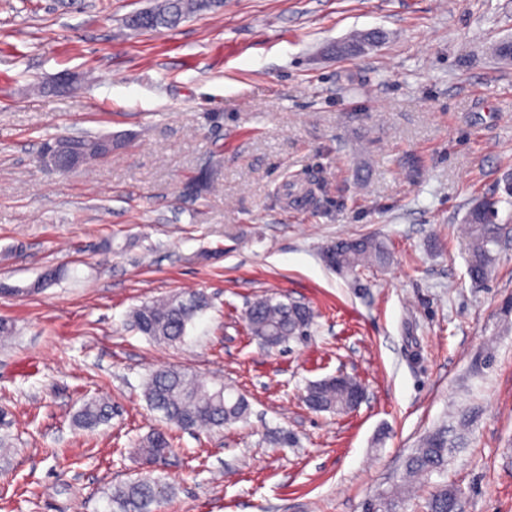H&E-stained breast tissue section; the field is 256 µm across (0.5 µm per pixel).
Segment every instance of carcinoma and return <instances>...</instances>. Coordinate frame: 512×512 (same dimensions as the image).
<instances>
[{
  "instance_id": "1",
  "label": "carcinoma",
  "mask_w": 512,
  "mask_h": 512,
  "mask_svg": "<svg viewBox=\"0 0 512 512\" xmlns=\"http://www.w3.org/2000/svg\"><path fill=\"white\" fill-rule=\"evenodd\" d=\"M220 0H161L154 7L150 30L160 33L177 26L197 12L216 10ZM75 153L87 163L107 155V143L99 137L86 136L74 142ZM495 204L478 202L464 217L468 239V270L474 283L482 282L494 260L493 247L498 245L503 227L497 222ZM326 265L342 274H355L360 269L385 266L391 260L388 247L372 237L341 238L322 249ZM208 306L202 295L171 297L146 302L130 315V325L153 341L174 345L183 341L188 325ZM314 319L313 310L296 302H284L273 296L256 299L246 313L249 334L264 347L275 349L290 340L307 334ZM360 382L350 377L326 378L311 384L306 402L315 411L345 413L351 410ZM144 396L149 408L179 430L222 428L226 424L246 419L249 403L244 395L224 385H208L197 374L178 367L152 372L146 382ZM112 417V405L100 400H88L75 415V423L84 429H94ZM141 454L150 464L164 459L172 448L171 437L155 431L139 445ZM448 460V438L435 432L413 449L407 461V473L412 478L440 471ZM166 489L158 479H140L112 490L111 503L115 512H154ZM460 490L446 484L440 486L428 500V512H457ZM398 497L389 495L365 506V512H398Z\"/></svg>"
}]
</instances>
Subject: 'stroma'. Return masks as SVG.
Listing matches in <instances>:
<instances>
[{
    "mask_svg": "<svg viewBox=\"0 0 512 512\" xmlns=\"http://www.w3.org/2000/svg\"><path fill=\"white\" fill-rule=\"evenodd\" d=\"M157 2L0 0V512H112L114 486L151 474L173 492L157 512H362L440 428L448 469L400 512L443 482L459 512H512V59L492 51L512 0H224L127 26ZM369 31L379 46L337 54ZM83 135L111 136V155L41 164L45 141ZM477 200L508 229L478 284ZM359 236L391 263L326 266L327 243ZM194 293L209 306L181 344L129 327ZM268 293L316 312L306 337L247 334ZM169 366L236 385L250 413L178 432L154 469L138 443L164 423L143 387ZM341 373L359 408L309 409L308 385ZM95 398L111 419L76 427ZM220 1L163 0L153 8L155 16L149 18L150 30L160 33L163 30L171 29L191 14L220 8L224 2Z\"/></svg>",
    "mask_w": 512,
    "mask_h": 512,
    "instance_id": "stroma-1",
    "label": "stroma"
}]
</instances>
